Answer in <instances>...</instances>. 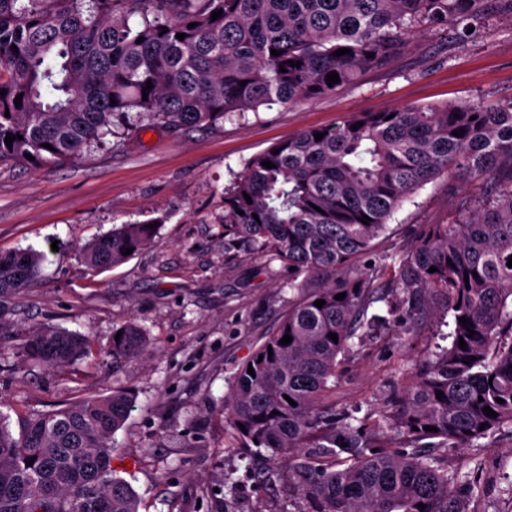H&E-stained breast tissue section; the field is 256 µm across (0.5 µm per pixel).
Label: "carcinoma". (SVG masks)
I'll list each match as a JSON object with an SVG mask.
<instances>
[{"mask_svg":"<svg viewBox=\"0 0 512 512\" xmlns=\"http://www.w3.org/2000/svg\"><path fill=\"white\" fill-rule=\"evenodd\" d=\"M504 1L512 5L0 0V163L51 167L105 145L117 126L211 128L230 114L314 101L388 64L412 25L465 33ZM340 48L350 52L334 56ZM330 72L340 82L328 84ZM8 134L22 139L9 148ZM266 160L274 167H263ZM457 173L483 189L465 196L456 222L429 224L408 251L382 256L375 270L390 271L393 285L384 291L371 283L358 262L374 252L393 213L425 184ZM154 232L147 222L123 224L81 246L82 262L92 272L117 267L128 259L123 251H140ZM224 245L281 261L302 289L225 397L237 447L265 448L273 458L311 449L294 465L302 512H471L470 482L418 449L464 447L512 429V101L404 106L304 128L249 159L225 187ZM45 260L32 248L0 253V310L33 286ZM434 293L450 301V345L412 374L394 407L358 426L320 408L336 386L340 357L366 336L416 332ZM119 330V340L102 347L78 332L37 326L21 354L67 368L94 353L116 361L147 351L137 323L112 334ZM286 334L292 341L283 345ZM135 403L131 392L114 390L53 412L28 410L16 431L0 413V512H138L135 491L117 476L113 441ZM393 432L412 452L389 449ZM342 453L352 464L336 470L331 461Z\"/></svg>","mask_w":512,"mask_h":512,"instance_id":"cac0c4a2","label":"carcinoma"}]
</instances>
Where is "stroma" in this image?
Segmentation results:
<instances>
[{
    "mask_svg": "<svg viewBox=\"0 0 512 512\" xmlns=\"http://www.w3.org/2000/svg\"><path fill=\"white\" fill-rule=\"evenodd\" d=\"M509 100L512 14L502 12L466 39L453 28H416L386 67L313 102L232 116L211 129L150 125L52 168L0 165V251L30 246L48 254L36 285L4 313L14 328L0 338V413L48 412L127 390L136 408L115 434L116 465L139 512H209L215 498L224 512H300L292 462L263 448L233 447L224 422L235 373L301 294L280 261L247 250L225 257V186L257 153L356 112ZM472 191L462 178L426 184L394 212L376 252L407 249L424 225L455 222ZM156 217L150 243L122 265L91 273L81 264L78 246ZM55 241L65 248L53 255ZM130 320L151 341L144 356H92L61 370L19 355L32 325L78 331L104 346ZM448 344L426 326L414 336L354 344L325 407L378 419L408 372ZM431 454L472 482V512H512L511 429Z\"/></svg>",
    "mask_w": 512,
    "mask_h": 512,
    "instance_id": "stroma-1",
    "label": "stroma"
}]
</instances>
